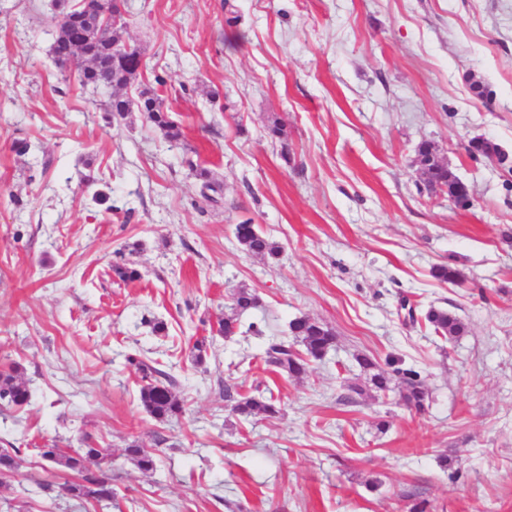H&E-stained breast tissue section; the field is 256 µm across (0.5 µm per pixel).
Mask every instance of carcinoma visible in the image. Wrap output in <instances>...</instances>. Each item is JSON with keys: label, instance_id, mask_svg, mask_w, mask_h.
Returning a JSON list of instances; mask_svg holds the SVG:
<instances>
[{"label": "carcinoma", "instance_id": "1", "mask_svg": "<svg viewBox=\"0 0 512 512\" xmlns=\"http://www.w3.org/2000/svg\"><path fill=\"white\" fill-rule=\"evenodd\" d=\"M56 8L61 14L70 17L68 25L56 29L52 43V54L60 69H67L70 59L78 56L83 59L79 64L81 83L95 89L113 90L108 105L112 119H124L129 112L137 110L146 119L161 130L170 140L180 138V131L169 120L159 96L144 95L134 102L118 94L142 65L140 52L122 43L119 24L111 29L102 27L104 14L121 12L120 0H93L91 9L77 7L70 0H56ZM418 156L422 165V176L428 185H437L447 189L448 195L461 194L465 183L455 177L448 166L441 163L434 147L423 142L418 147ZM235 233L243 251L249 255L276 259L280 255V246L264 235L251 221L236 225ZM112 273L121 281H132L139 277L122 251L116 252V261L112 263ZM433 276L445 283H457L462 280L460 269L451 264H442L432 271ZM231 313L219 322L218 333L226 338L232 337L240 329V316L261 306L260 297L249 288L240 287L231 293ZM424 320L434 333L450 340L461 335L464 323L456 316L430 307L424 314ZM292 340H272L264 354L269 365L285 372L290 377H300L311 364L322 361L336 344V335L327 325L299 317L289 323ZM302 349H297V346ZM128 363L135 366L140 374L142 385L139 389L141 405L152 417L164 421L177 419L185 413L184 404L173 393L175 381L157 363L150 359L127 356ZM360 372L365 376L366 384L377 393H395L406 406L416 410L425 408L429 400V390L421 372L403 367L397 358L386 360L382 367L365 354L355 356ZM31 391L26 383L17 379L16 370L0 372V400L14 406H24L31 401ZM225 397L235 400L233 410L248 418L270 419L282 413L280 403L274 397L263 395H241L234 398L231 389L225 390ZM125 456L135 468L144 474H153L158 468V455L136 441L124 449ZM18 448H0V486L10 487L18 475ZM42 467L57 476L71 473L74 479L66 480L62 489L69 495L90 502L102 509L112 507V460L108 448L96 446L90 439L83 440V447L66 452L57 444L40 449Z\"/></svg>", "mask_w": 512, "mask_h": 512}]
</instances>
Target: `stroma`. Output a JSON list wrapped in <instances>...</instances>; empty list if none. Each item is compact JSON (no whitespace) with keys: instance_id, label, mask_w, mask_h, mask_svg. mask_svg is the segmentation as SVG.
I'll use <instances>...</instances> for the list:
<instances>
[{"instance_id":"35a3bbf8","label":"stroma","mask_w":512,"mask_h":512,"mask_svg":"<svg viewBox=\"0 0 512 512\" xmlns=\"http://www.w3.org/2000/svg\"><path fill=\"white\" fill-rule=\"evenodd\" d=\"M123 12L122 41L143 61L125 93L159 91L179 140L137 111L107 122L109 93L60 71L53 0H0V371L17 365L32 391L23 408L0 401V448H20L25 487L0 488V512H94L38 487L40 448L84 434L112 452L111 512H409L416 497L430 512H512V0H125ZM276 121L287 147L268 135ZM477 138L506 162L469 154ZM424 141L472 207L426 192ZM246 219L278 259L242 250ZM132 244L141 276L122 282L114 253ZM446 263L461 284L432 277ZM241 285L262 305L220 336ZM405 298L466 333L411 324ZM302 316L336 347L291 378L262 353ZM359 353L421 371L424 411L371 390L347 401ZM130 354L176 379L183 417L144 410ZM228 386L271 388L283 416L243 420ZM134 441L156 449L152 476L125 458ZM423 317L434 333L444 340L460 336L465 330V325L459 318L434 306H430Z\"/></svg>"}]
</instances>
